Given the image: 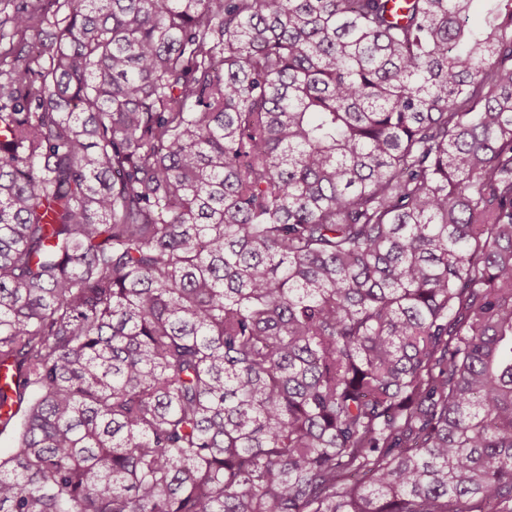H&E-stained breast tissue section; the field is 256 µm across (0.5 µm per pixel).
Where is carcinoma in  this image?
I'll return each instance as SVG.
<instances>
[{
	"label": "carcinoma",
	"instance_id": "carcinoma-1",
	"mask_svg": "<svg viewBox=\"0 0 512 512\" xmlns=\"http://www.w3.org/2000/svg\"><path fill=\"white\" fill-rule=\"evenodd\" d=\"M390 2L8 0L0 512H512V0Z\"/></svg>",
	"mask_w": 512,
	"mask_h": 512
}]
</instances>
